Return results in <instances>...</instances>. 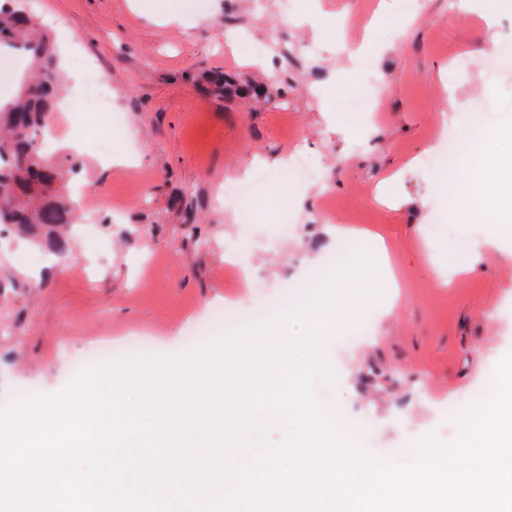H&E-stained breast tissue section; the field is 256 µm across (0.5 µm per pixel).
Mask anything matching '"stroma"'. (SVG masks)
<instances>
[{
	"label": "stroma",
	"mask_w": 512,
	"mask_h": 512,
	"mask_svg": "<svg viewBox=\"0 0 512 512\" xmlns=\"http://www.w3.org/2000/svg\"><path fill=\"white\" fill-rule=\"evenodd\" d=\"M22 4L54 15L63 68L77 60L109 81L118 136L99 142L91 111L51 115L52 160L88 190L95 221L73 226L61 256L0 229V394L61 393L72 358L133 327L162 354L181 352L212 309L249 300L246 281L224 270L232 245L248 242L244 267L270 307L301 304L333 261L365 245L387 250L401 296L362 299L323 325L346 414L334 425L345 435L348 419L366 423L387 461L431 434L452 441L456 406L487 398L490 361L512 352V245L455 273L448 252L487 226L463 221L447 190L462 171L418 161L446 149L445 114L460 133L492 99L499 126L512 127V65L492 85L482 63L512 38V0L491 13L484 0L463 10L458 0H195L174 22L132 0ZM323 18L342 21L338 35L315 31ZM217 73L268 95L217 88ZM355 98L373 111L351 109ZM295 153L312 176L296 182L285 216L271 160ZM259 170L268 191L248 211L217 206L224 183ZM156 255L162 269L146 272ZM366 318L371 334L347 344Z\"/></svg>",
	"instance_id": "1"
}]
</instances>
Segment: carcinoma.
Masks as SVG:
<instances>
[{"label": "carcinoma", "mask_w": 512, "mask_h": 512, "mask_svg": "<svg viewBox=\"0 0 512 512\" xmlns=\"http://www.w3.org/2000/svg\"><path fill=\"white\" fill-rule=\"evenodd\" d=\"M27 55L35 78L21 81L13 99L0 105V225L34 243L46 239L64 253L65 230L74 223L75 203L62 170L38 144L48 126L62 78L48 37L15 5H0V47Z\"/></svg>", "instance_id": "1"}]
</instances>
